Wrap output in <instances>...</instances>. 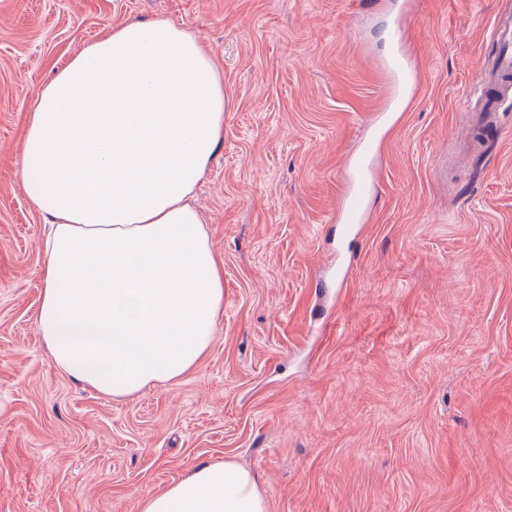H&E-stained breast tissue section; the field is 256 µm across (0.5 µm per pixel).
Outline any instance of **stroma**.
Here are the masks:
<instances>
[{
  "label": "stroma",
  "mask_w": 512,
  "mask_h": 512,
  "mask_svg": "<svg viewBox=\"0 0 512 512\" xmlns=\"http://www.w3.org/2000/svg\"><path fill=\"white\" fill-rule=\"evenodd\" d=\"M512 0H415L394 108L375 0H0V512H139L199 464L268 512H512V99L473 136ZM196 33L224 82L195 191L224 263L212 343L133 397L75 381L37 330L45 222L22 182L40 89L131 20ZM394 112L372 221L341 244L347 162Z\"/></svg>",
  "instance_id": "obj_1"
}]
</instances>
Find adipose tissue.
<instances>
[{
  "label": "adipose tissue",
  "mask_w": 512,
  "mask_h": 512,
  "mask_svg": "<svg viewBox=\"0 0 512 512\" xmlns=\"http://www.w3.org/2000/svg\"><path fill=\"white\" fill-rule=\"evenodd\" d=\"M223 128L215 61L164 18L114 27L41 89L23 183L51 226L37 329L55 367L133 396L206 353L224 266L193 191ZM140 509L268 512L251 472L230 461L190 468Z\"/></svg>",
  "instance_id": "obj_1"
}]
</instances>
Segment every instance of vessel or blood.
I'll return each mask as SVG.
<instances>
[{"mask_svg":"<svg viewBox=\"0 0 512 512\" xmlns=\"http://www.w3.org/2000/svg\"><path fill=\"white\" fill-rule=\"evenodd\" d=\"M494 39L504 44L505 50L498 59V70L512 75V20L498 21L493 30ZM391 50L385 59V70L390 79L395 99L402 104L410 103L421 87V72L417 60L410 52L406 17L397 11L389 33ZM387 114H378L372 120L374 136L365 140L348 165L346 190L336 215L342 236H350L359 225L369 223V203L378 186V169L383 143V132L389 123Z\"/></svg>","mask_w":512,"mask_h":512,"instance_id":"vessel-or-blood-1","label":"vessel or blood"}]
</instances>
